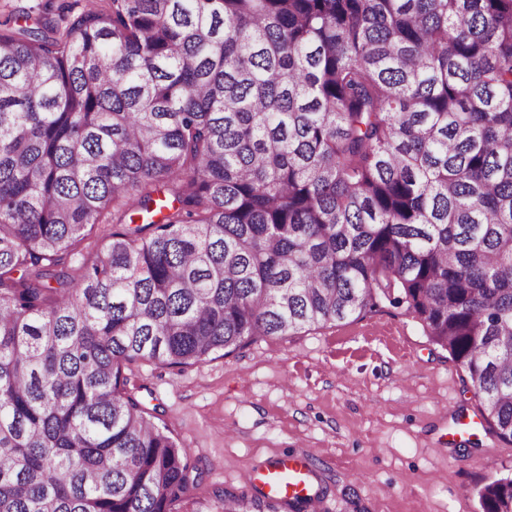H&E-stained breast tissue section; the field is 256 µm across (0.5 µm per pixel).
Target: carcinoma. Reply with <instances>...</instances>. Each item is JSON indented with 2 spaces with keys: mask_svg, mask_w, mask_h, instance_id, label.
<instances>
[{
  "mask_svg": "<svg viewBox=\"0 0 512 512\" xmlns=\"http://www.w3.org/2000/svg\"><path fill=\"white\" fill-rule=\"evenodd\" d=\"M9 23L0 512H177L202 473L125 367L385 302L512 443V0H110ZM475 494L512 512V475Z\"/></svg>",
  "mask_w": 512,
  "mask_h": 512,
  "instance_id": "cac0c4a2",
  "label": "carcinoma"
}]
</instances>
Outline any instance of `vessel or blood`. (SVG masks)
<instances>
[{
  "label": "vessel or blood",
  "instance_id": "obj_1",
  "mask_svg": "<svg viewBox=\"0 0 512 512\" xmlns=\"http://www.w3.org/2000/svg\"><path fill=\"white\" fill-rule=\"evenodd\" d=\"M314 471L302 454L278 456L246 470L243 481L260 486L274 500L311 499Z\"/></svg>",
  "mask_w": 512,
  "mask_h": 512
}]
</instances>
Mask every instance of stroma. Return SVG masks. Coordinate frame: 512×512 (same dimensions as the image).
<instances>
[{
    "mask_svg": "<svg viewBox=\"0 0 512 512\" xmlns=\"http://www.w3.org/2000/svg\"><path fill=\"white\" fill-rule=\"evenodd\" d=\"M84 6L0 0V22L31 25ZM126 374L205 473L182 512L217 490L257 498L243 471L282 452L310 459L320 512H480L475 487L512 473V444L488 432L462 369L387 304L191 367L138 361Z\"/></svg>",
    "mask_w": 512,
    "mask_h": 512,
    "instance_id": "stroma-1",
    "label": "stroma"
}]
</instances>
